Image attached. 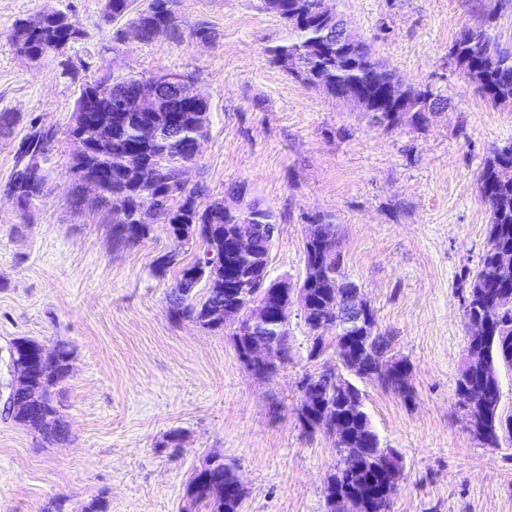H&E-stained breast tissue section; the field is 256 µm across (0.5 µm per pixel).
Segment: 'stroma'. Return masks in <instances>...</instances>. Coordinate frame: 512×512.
Wrapping results in <instances>:
<instances>
[{
	"mask_svg": "<svg viewBox=\"0 0 512 512\" xmlns=\"http://www.w3.org/2000/svg\"><path fill=\"white\" fill-rule=\"evenodd\" d=\"M376 58L411 87L444 91L447 108L422 126L371 125L273 64L288 35L261 0H174L182 35L116 42L126 21L101 0H0V405L14 380L13 339L73 351L60 386L65 440L50 442L0 412V512H184V484L210 453L234 463L241 512H326L336 440L297 414L310 358L308 328L292 319L290 359L260 378L238 357L232 327L210 330L173 313L165 225L117 249L112 217L72 170L67 135L80 85L108 71L191 76L211 104L200 156L188 172L202 201L247 183L279 216L272 276L299 280L309 217L338 226L345 273L363 291L391 356L407 361L411 399L362 386L384 446L403 475L391 512H512V440L482 446L467 427L456 380L468 344L460 287L488 234L478 174L512 140V102L492 105L449 53L459 32L482 28L512 54V0H334ZM83 30L65 54L34 63L9 45L18 22L46 8ZM53 128L43 195L20 211L6 189L32 125ZM179 432L181 445L169 435Z\"/></svg>",
	"mask_w": 512,
	"mask_h": 512,
	"instance_id": "obj_1",
	"label": "stroma"
}]
</instances>
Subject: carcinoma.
Listing matches in <instances>:
<instances>
[{
  "label": "carcinoma",
  "mask_w": 512,
  "mask_h": 512,
  "mask_svg": "<svg viewBox=\"0 0 512 512\" xmlns=\"http://www.w3.org/2000/svg\"><path fill=\"white\" fill-rule=\"evenodd\" d=\"M135 0H105L104 13L112 19H127L137 23L146 32L163 28L170 36L178 38L181 29L167 8V0H151L149 6L139 10ZM323 0H263V8L283 19L290 27V35L281 43L268 48L272 62L285 72L304 83L322 89L333 100H338L337 88L346 87L362 93L367 106L362 112L369 119L384 123L393 130L404 122V115L411 114V122L421 126L427 122L430 112L442 111L448 106L443 93L430 86L409 87L401 97H391L390 89L399 83L396 74L376 59L367 42L355 38L350 31L336 26V12L321 9ZM44 24L29 28L25 23L16 25L11 38L12 48L27 57L46 58L51 55L57 41L76 43L83 37L82 30L74 24L66 25V14L54 9L45 10ZM450 55L457 67L473 80L478 91L492 104L512 101V55L497 49L494 39L482 30L466 28L461 31L451 48ZM168 76L166 71L153 73L118 74L112 76V93L109 98L92 95L89 83L80 86L73 115L86 110L96 118L112 117V154L129 155L148 164L147 189L140 196L129 185L123 174L112 168V194L101 197V202L114 212L126 210L128 224L138 221L140 200H152L171 206L172 222L167 231L175 247L176 261L165 253L157 257L156 269L167 273L176 272V284L169 292V302L175 312L210 329H222L224 325L212 318V312L226 307H242L246 304V292L263 287L260 277L269 264L270 252L278 231L274 210L260 198L244 192V184L228 187L225 198L233 200L230 207L224 198L201 204L194 189L180 186L178 166L167 163L154 165L162 148L144 133V127L166 120L183 111V103L175 91L162 87L168 108L163 112H142L141 123L128 124L117 112L116 103L134 95L137 86L150 79ZM55 133L42 127L32 128L23 141L16 158L31 154L33 167L38 169L33 182L22 191L18 206L25 210L44 192L46 175L39 163L44 161L45 149L53 141ZM506 168L512 169V141L496 148L489 156L479 175L482 199L488 206L489 230L485 249L476 274L468 285L464 300L465 311L481 315L492 321L491 334L478 342L483 353L484 365L467 367L460 371L456 381L458 397L470 389L481 388L489 392L485 403L469 406L467 416L471 431L479 442L489 448H497L501 432L512 434V418L506 419L498 412L501 396L500 369H512V284L504 286L496 282L498 261L512 257V179L502 178ZM311 224L324 227V235L304 243L303 278L299 281L308 294L309 305L306 322L308 329L336 321L338 314L333 296L326 288L327 281L335 280L343 288L355 284L347 279L342 268L340 254L336 251L337 225L325 216L316 215ZM238 224H254L258 228L256 245L248 256H241L229 248V236ZM153 225H140L139 234L131 235L124 225L111 226L112 244L130 247L150 236ZM192 255L191 260L185 256ZM204 288H198L199 284ZM288 328L275 321H266L252 329L243 327L233 332L234 344L245 347L253 343L282 346ZM393 336L380 331L375 314L363 333L351 339L345 351V362L358 363L357 368L341 370L334 382L322 380V372L309 374L310 384L320 390V404L312 413L300 412L301 424L311 430L319 429L331 418H342L344 430L351 440L337 448L339 459L350 457L362 465L357 474L337 464L329 475L325 501L327 512H333L330 497L338 491H354L369 503L387 505L396 490L386 465L399 466L402 458L395 448L381 446L372 422L363 405L351 401L354 395H362L357 382L380 379L382 385L405 399L412 397L408 384L409 367L405 360L395 362L396 373L379 376L378 366L389 367L384 356L390 352ZM10 362L31 360L36 371L31 383L7 399L5 412L15 421L43 438L55 442L65 439L68 428L55 400L56 387L70 372L72 351L63 343L47 350L38 341L21 337L15 339L9 349ZM237 468L224 461L219 454H208L204 469L191 473L185 484L184 497L197 509L208 512H239L245 489L237 487ZM232 489L224 498V489Z\"/></svg>",
  "instance_id": "cac0c4a2"
}]
</instances>
